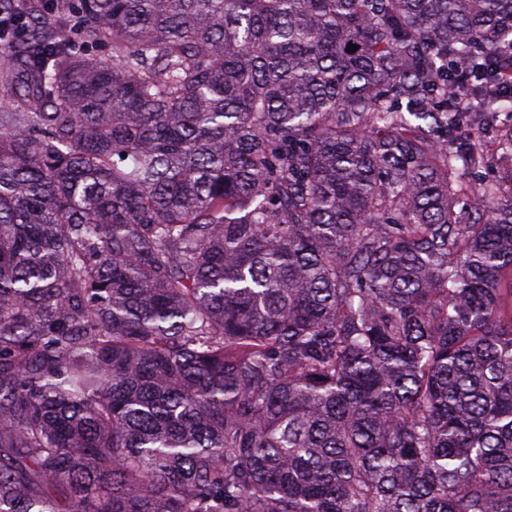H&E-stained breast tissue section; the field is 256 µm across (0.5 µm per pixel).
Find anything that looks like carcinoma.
<instances>
[{
  "mask_svg": "<svg viewBox=\"0 0 512 512\" xmlns=\"http://www.w3.org/2000/svg\"><path fill=\"white\" fill-rule=\"evenodd\" d=\"M0 46V512H512V0Z\"/></svg>",
  "mask_w": 512,
  "mask_h": 512,
  "instance_id": "cac0c4a2",
  "label": "carcinoma"
}]
</instances>
